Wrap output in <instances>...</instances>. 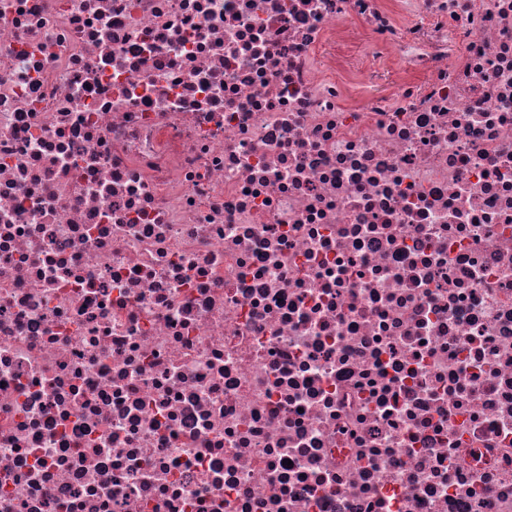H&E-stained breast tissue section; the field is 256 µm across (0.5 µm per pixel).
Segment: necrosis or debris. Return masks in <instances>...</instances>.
<instances>
[{"label": "necrosis or debris", "instance_id": "obj_1", "mask_svg": "<svg viewBox=\"0 0 512 512\" xmlns=\"http://www.w3.org/2000/svg\"><path fill=\"white\" fill-rule=\"evenodd\" d=\"M63 503L512 512V0H0V512Z\"/></svg>", "mask_w": 512, "mask_h": 512}]
</instances>
